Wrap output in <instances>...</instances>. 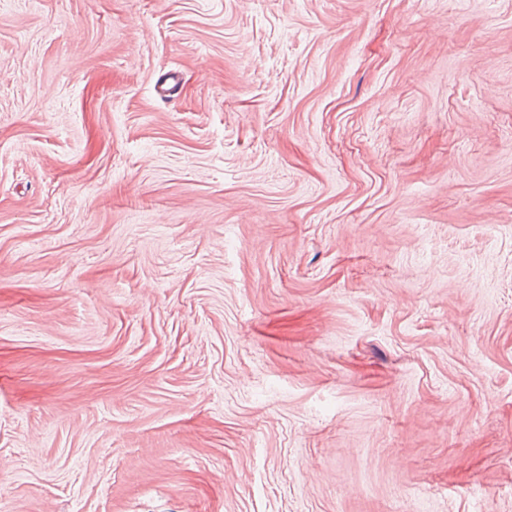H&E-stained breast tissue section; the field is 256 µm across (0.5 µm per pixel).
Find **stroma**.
<instances>
[{
    "instance_id": "obj_1",
    "label": "stroma",
    "mask_w": 512,
    "mask_h": 512,
    "mask_svg": "<svg viewBox=\"0 0 512 512\" xmlns=\"http://www.w3.org/2000/svg\"><path fill=\"white\" fill-rule=\"evenodd\" d=\"M0 512H512V0H0Z\"/></svg>"
}]
</instances>
